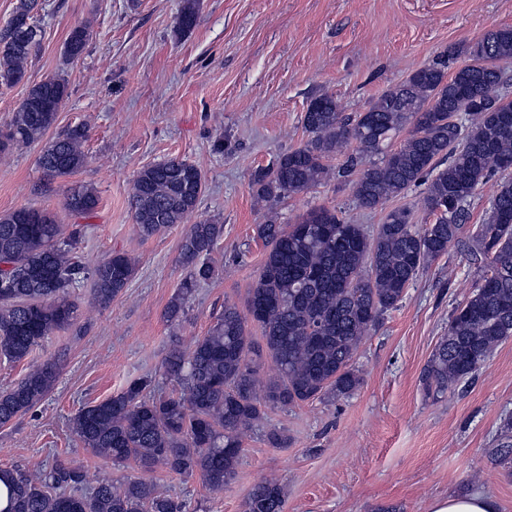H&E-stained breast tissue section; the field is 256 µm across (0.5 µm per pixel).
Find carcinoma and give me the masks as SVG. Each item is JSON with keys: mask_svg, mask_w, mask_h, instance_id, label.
I'll return each mask as SVG.
<instances>
[{"mask_svg": "<svg viewBox=\"0 0 512 512\" xmlns=\"http://www.w3.org/2000/svg\"><path fill=\"white\" fill-rule=\"evenodd\" d=\"M36 0H19L0 51V84L25 77L26 63L38 44L32 21ZM189 2L178 29L197 23ZM87 29L75 27L64 53L79 57ZM471 63L452 75L446 63L412 73L388 88L365 112L346 115L336 98L312 99L303 117L311 138L280 156L271 169L252 178L256 200L307 191L326 179L325 161L356 145L347 167L359 169L353 182L360 206L373 209L412 185L428 183L425 210L434 222L416 229L410 212L393 210L371 237L363 225L336 210H310L291 226L269 219L256 227L268 252L246 313L234 304L188 353L173 348L165 362L169 376L183 389L164 397L151 394L152 380L140 378L102 402L88 405L72 419L83 447L113 463L133 461L142 476L123 483L101 479L88 497L67 492L84 480L80 466L55 460L40 481L0 469V512H183L157 493L147 474L158 467L179 475L199 474L212 491L224 490L237 473L243 431L264 408L325 396L353 393L361 384L354 360L380 316L397 308L419 271L465 242L484 271L465 301L448 318V332L423 373L427 394L471 377L502 342L512 338V99L502 92L500 63L512 61V28H501L470 48ZM68 98L65 78L54 76L33 85L0 132V151L39 140L56 121ZM396 148L392 141L406 127ZM82 125L68 127L45 143L39 167L49 178L66 177L86 162ZM501 174L490 199L488 217L469 228L472 198L478 187ZM204 190L201 170L183 159L142 169L131 196L141 237L158 235L196 211ZM99 202L88 184L74 186L64 198L67 210L92 213ZM83 228L57 223L46 210L21 208L0 214V359L19 362L40 342L77 321L74 288L91 285L92 301L106 307L132 280L136 260L114 253L90 264L80 250ZM224 225L205 219L184 234L179 259L187 270L166 315L185 314L194 288L214 276L208 256ZM256 327L261 342L251 336ZM266 351L278 377L260 385L253 359ZM53 360L31 366L14 386L0 391V427L32 410L57 382ZM277 481L255 484L246 512H283Z\"/></svg>", "mask_w": 512, "mask_h": 512, "instance_id": "carcinoma-1", "label": "carcinoma"}]
</instances>
